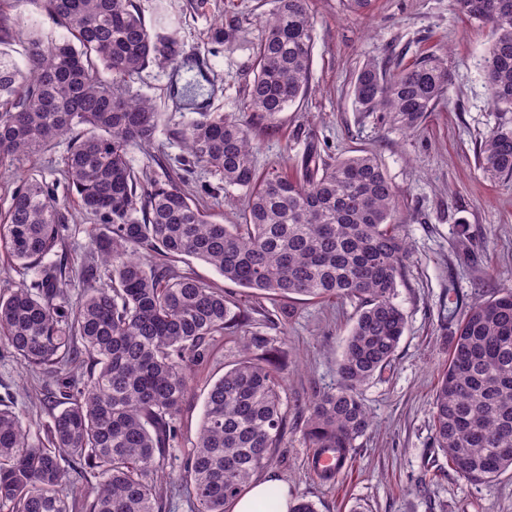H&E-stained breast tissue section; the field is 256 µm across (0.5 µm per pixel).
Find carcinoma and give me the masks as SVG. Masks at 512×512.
Masks as SVG:
<instances>
[{
  "label": "carcinoma",
  "mask_w": 512,
  "mask_h": 512,
  "mask_svg": "<svg viewBox=\"0 0 512 512\" xmlns=\"http://www.w3.org/2000/svg\"><path fill=\"white\" fill-rule=\"evenodd\" d=\"M60 35L29 33L24 63L0 27V158L20 160L74 138L65 179L105 227L84 257L85 285L64 293L66 203L27 175L0 212V250L36 271L29 286L0 287V344L50 384L48 420L32 424L0 404V512H167V489L184 488L194 512L229 506L272 466L287 425L281 342L254 329L262 308L242 305L176 262L191 257L262 298L345 297L355 321L336 364L337 385L305 406L304 438L348 467L372 420L359 389L391 367L406 329L394 302L408 256L396 224L397 192L368 153L307 155L294 175L259 173L248 128L203 112L180 132L192 162L217 172L224 196L247 199L242 223L223 224L171 173L141 181L128 161L151 144L161 113L128 81L152 62L181 56L174 31L148 28L134 0H37ZM491 26L483 68L493 106L512 111V0H454ZM253 51L244 106L272 121L310 91L313 26L307 0H274ZM448 84L441 59L407 67L366 64L352 85L357 111L383 112L414 130ZM485 172L512 178V125L481 145ZM433 402L432 439L475 485L512 469V289L460 313ZM240 336L242 359L210 387L197 440L169 470L191 369L210 342ZM169 488H164V485Z\"/></svg>",
  "instance_id": "carcinoma-1"
}]
</instances>
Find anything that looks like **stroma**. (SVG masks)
I'll return each mask as SVG.
<instances>
[{
    "label": "stroma",
    "instance_id": "stroma-1",
    "mask_svg": "<svg viewBox=\"0 0 512 512\" xmlns=\"http://www.w3.org/2000/svg\"><path fill=\"white\" fill-rule=\"evenodd\" d=\"M135 2L146 23L165 12L183 49L179 64L150 63L130 84L165 118L150 147L130 151L140 175L173 169L217 220L239 223L243 200L217 194L221 180L209 168L183 165L185 151L176 134L201 113L221 112L249 126L262 170L295 173L310 149L325 158L368 152L378 157L399 195L398 222L410 253L395 301L406 315V330L391 370L360 390L373 424L356 440L347 470L332 482H323L309 466L313 450L303 436L301 407L313 394L335 387L336 362L356 306L334 297L262 302L269 311H283L273 334L288 338L287 430L279 459L263 478L308 497L318 512H349L357 501L369 512H512V470L473 485L433 448L431 435L435 387L452 341L444 321L449 291L470 304L512 289V186L487 177L477 149L484 134L512 120L489 100L483 59L493 40L491 27L458 14L453 0H372L365 13L349 8L348 0H310L312 93L274 121L254 124L243 92L269 0ZM219 19L228 27L230 45L210 39ZM0 24L10 28L17 53L31 27L54 29L33 0H0ZM394 51L405 66L427 55L448 66L444 96L411 132L396 129L382 113L357 112L351 94L358 68L369 61L385 66ZM67 153L62 138L30 159L0 160V209L9 204L16 171L50 184L62 181ZM68 211L65 251L76 268L102 227L76 204ZM240 357L236 337L220 336L193 370L171 463L180 464L193 448L208 389ZM41 383L0 348V397L35 422L45 418L38 401Z\"/></svg>",
    "mask_w": 512,
    "mask_h": 512
}]
</instances>
